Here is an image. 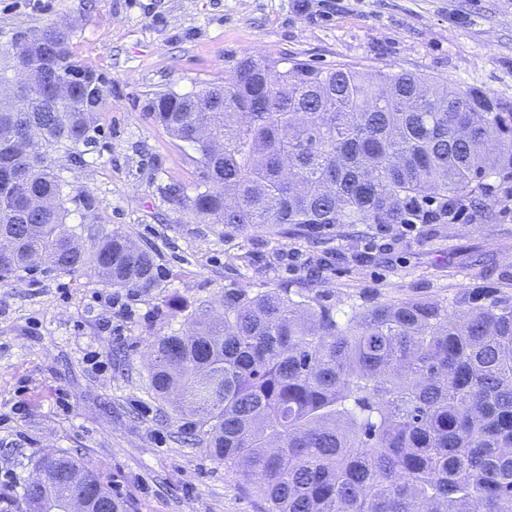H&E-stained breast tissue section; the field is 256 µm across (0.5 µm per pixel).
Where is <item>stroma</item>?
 Wrapping results in <instances>:
<instances>
[{
  "mask_svg": "<svg viewBox=\"0 0 512 512\" xmlns=\"http://www.w3.org/2000/svg\"><path fill=\"white\" fill-rule=\"evenodd\" d=\"M57 22L108 92L87 165L57 172L101 224L153 245L160 288L134 294L93 270L40 268L0 288V475L34 476L65 453L98 471L135 512H264L239 471L184 441L148 387L155 337L224 289L303 287L350 310L373 300L452 303L464 288L512 294V200L497 218L419 224L396 234L336 227L315 238L264 229L227 235L182 207L198 185L192 147L148 112L153 94L223 84L243 56L453 79L512 106V0H0V46Z\"/></svg>",
  "mask_w": 512,
  "mask_h": 512,
  "instance_id": "obj_1",
  "label": "stroma"
}]
</instances>
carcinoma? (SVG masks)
<instances>
[{"instance_id":"cac0c4a2","label":"carcinoma","mask_w":512,"mask_h":512,"mask_svg":"<svg viewBox=\"0 0 512 512\" xmlns=\"http://www.w3.org/2000/svg\"><path fill=\"white\" fill-rule=\"evenodd\" d=\"M31 35L0 51V83L29 80L0 99V283L54 251L59 274L160 287L155 249L67 222V204L93 201L56 161L87 164L107 82L74 57L72 30ZM148 109L197 154L186 208L230 231L491 221L490 187L512 198V109L455 81L244 57L224 85L156 93ZM451 306L342 311L288 287L226 288L223 318L201 306L187 332L154 340L149 389L165 401L177 388L196 444L250 479L265 512H512V294L474 288ZM35 466L59 501L78 472L87 512L102 498L133 509L70 456Z\"/></svg>"}]
</instances>
